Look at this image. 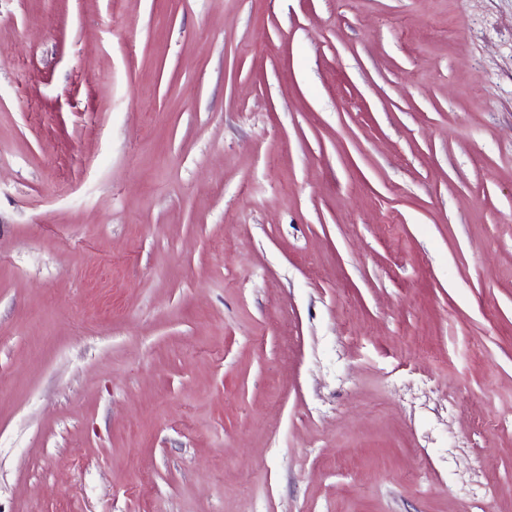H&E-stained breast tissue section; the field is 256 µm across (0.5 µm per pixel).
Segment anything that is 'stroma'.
I'll list each match as a JSON object with an SVG mask.
<instances>
[{"mask_svg": "<svg viewBox=\"0 0 512 512\" xmlns=\"http://www.w3.org/2000/svg\"><path fill=\"white\" fill-rule=\"evenodd\" d=\"M0 512H512V0H0Z\"/></svg>", "mask_w": 512, "mask_h": 512, "instance_id": "obj_1", "label": "stroma"}]
</instances>
